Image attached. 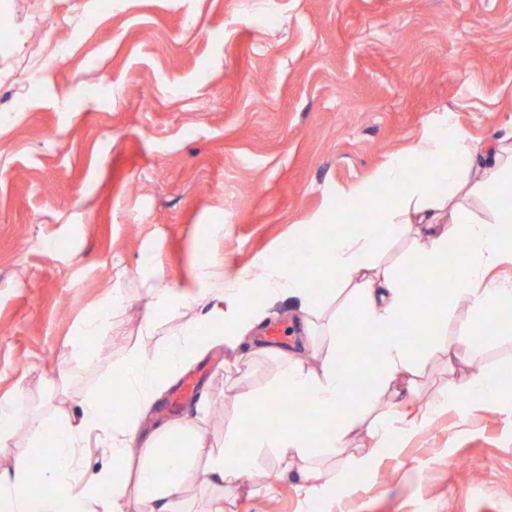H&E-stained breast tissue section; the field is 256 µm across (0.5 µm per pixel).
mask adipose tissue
<instances>
[{"mask_svg":"<svg viewBox=\"0 0 512 512\" xmlns=\"http://www.w3.org/2000/svg\"><path fill=\"white\" fill-rule=\"evenodd\" d=\"M461 140L451 127L419 147L411 161L424 167L419 180L405 178L408 161L392 158L376 183L390 187V195L377 194L376 185L359 188L337 210L316 217L312 231L289 237L264 258L259 274L242 287L209 290L212 274L200 271L198 282L210 306L205 316L193 314L191 305L176 304L168 292L156 293L145 332L154 333L156 312L168 311L182 318L175 335L149 352L129 353L112 374L118 398L111 410H102L100 400H88L79 423L49 428L53 451L40 466L21 454L0 472V506L6 512H86L91 501L101 512H126L132 490L142 512H189L181 485L197 457L205 459L208 482L229 490L266 454L291 463L305 494L314 498L329 486L324 459L343 453L356 429L366 427L376 449L349 456L343 466L348 475L373 465L389 447L398 422L410 429L421 424V416L406 419L393 409L370 417L366 407L417 375L423 354L446 351L448 370L456 376L451 389L434 400V409L461 396L495 404L512 392L498 375L469 370L483 337L496 334L502 314L512 311V281L493 276L502 261L512 259V155L500 143L464 148ZM451 148L456 156L448 165L441 156ZM471 197L494 204L492 220L472 214L466 204ZM434 201L447 203V224L432 213ZM413 231L427 241L410 260L421 275L416 288L406 286L401 271L376 261L383 239ZM454 239L459 250L452 255L448 243ZM339 271L345 278L337 284L333 276ZM255 290L300 304L308 339L280 353L273 389L300 399L304 413L270 424L257 403H250L238 425L225 432L223 446L212 450L182 420L144 434L141 419L158 387L212 344L238 342L257 331L263 317L242 301L244 293ZM342 294L351 302L343 322L325 320L324 300ZM461 303L468 309V326L456 344L444 346L448 318ZM413 315L426 327L417 342L402 329ZM93 431L103 434L108 454V467L99 473L84 469L77 455L85 433ZM135 459L141 466L131 482L127 472Z\"/></svg>","mask_w":512,"mask_h":512,"instance_id":"obj_1","label":"adipose tissue"}]
</instances>
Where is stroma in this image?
<instances>
[{"label":"stroma","mask_w":512,"mask_h":512,"mask_svg":"<svg viewBox=\"0 0 512 512\" xmlns=\"http://www.w3.org/2000/svg\"><path fill=\"white\" fill-rule=\"evenodd\" d=\"M8 0L14 61L54 53L35 81L0 85V401L24 415L0 458L31 453L48 423L78 422L111 371L145 347L147 301L170 289L197 315V253L225 288L288 236L454 123L467 145L512 130V0ZM54 251H46L45 243ZM121 286L91 340L81 320ZM258 346L210 347L159 390L146 432L174 419L208 446L271 387L276 352L303 340L297 301L258 293ZM426 409L448 381L421 360ZM224 421H210L214 404ZM232 494L185 476L189 512H308L286 462ZM512 512V397L431 416L323 512Z\"/></svg>","instance_id":"1"}]
</instances>
